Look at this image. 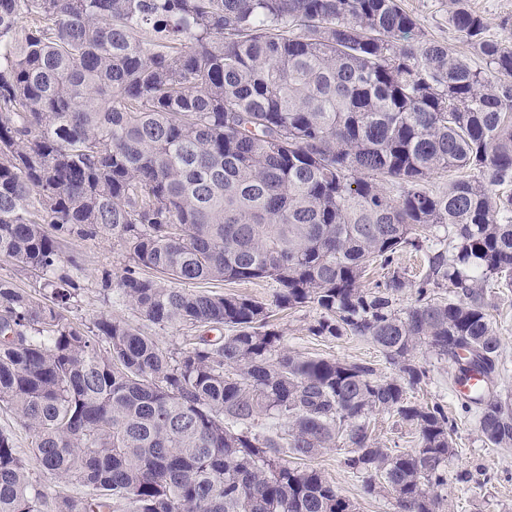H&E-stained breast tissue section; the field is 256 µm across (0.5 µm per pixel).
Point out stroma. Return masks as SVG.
<instances>
[{
	"label": "stroma",
	"mask_w": 512,
	"mask_h": 512,
	"mask_svg": "<svg viewBox=\"0 0 512 512\" xmlns=\"http://www.w3.org/2000/svg\"><path fill=\"white\" fill-rule=\"evenodd\" d=\"M401 4L419 19L429 37L449 43L462 56H470V48L448 23V0H401ZM66 249L79 254L86 268L69 316L87 324L111 308L103 297L101 281L121 274L124 249L109 237L94 240L74 237L68 240ZM488 299L492 321L501 337L500 355L509 367L498 390L501 395H512V292L492 288ZM318 316V311L312 307L276 314L275 322L282 329L289 349L308 356L369 363L376 368L378 376L394 375V367L363 337L348 334L324 340L312 336L308 327ZM414 358L427 368L428 376L424 383L410 390L411 399L454 407L448 391V361L436 359L425 346L417 348ZM455 442L454 453L447 464L448 484L441 491L444 512H512V447L494 448L486 444L473 417L461 413L456 416ZM344 456V447L331 448L314 459L313 465L350 500L355 512H395L390 492L376 496L364 494L360 479L344 469Z\"/></svg>",
	"instance_id": "1"
}]
</instances>
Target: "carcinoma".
Wrapping results in <instances>:
<instances>
[{
	"mask_svg": "<svg viewBox=\"0 0 512 512\" xmlns=\"http://www.w3.org/2000/svg\"><path fill=\"white\" fill-rule=\"evenodd\" d=\"M448 23L477 63L400 0H0V258L44 275L0 279V406L38 470L80 488L44 509L1 431L0 512H354L307 464L339 441L365 494L439 512L455 426L408 397L422 344L449 385L483 378L457 406L512 447L486 300L512 290V40L466 0ZM73 236L123 246L107 300L224 334L169 349L113 312L69 320ZM408 247L427 249L418 280L395 263ZM373 262L387 277L365 288ZM198 281L275 290L174 287ZM299 307L320 310L311 335L365 337L396 375L289 349L271 313ZM375 414L419 447L388 448ZM271 281H264L259 283H248V284H238V283H228V282H213V283H197V284H183L176 285L179 288H189V289H201V290H212L218 293H234V294H242L248 295L250 297L256 298L258 300L270 302L272 299L273 293V285L269 283ZM396 420L385 414L372 416L371 425L374 426L376 437L391 448L403 451L417 448L418 433L414 426Z\"/></svg>",
	"mask_w": 512,
	"mask_h": 512,
	"instance_id": "carcinoma-1",
	"label": "carcinoma"
}]
</instances>
